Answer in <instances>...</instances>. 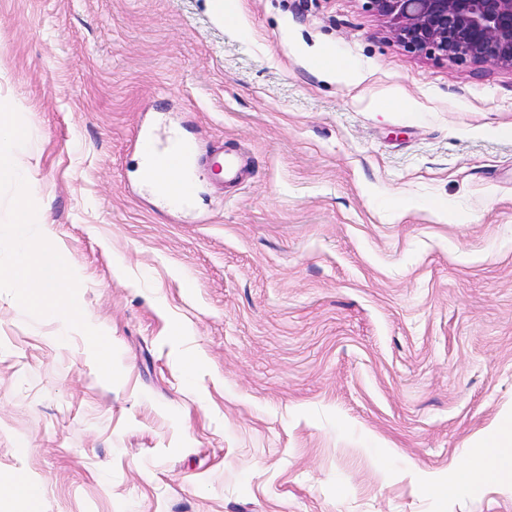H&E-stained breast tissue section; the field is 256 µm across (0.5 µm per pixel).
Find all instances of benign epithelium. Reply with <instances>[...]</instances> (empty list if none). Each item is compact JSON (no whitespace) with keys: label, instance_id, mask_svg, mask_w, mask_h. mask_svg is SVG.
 Instances as JSON below:
<instances>
[{"label":"benign epithelium","instance_id":"1","mask_svg":"<svg viewBox=\"0 0 512 512\" xmlns=\"http://www.w3.org/2000/svg\"><path fill=\"white\" fill-rule=\"evenodd\" d=\"M408 52L512 69V0H368Z\"/></svg>","mask_w":512,"mask_h":512}]
</instances>
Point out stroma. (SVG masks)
I'll use <instances>...</instances> for the list:
<instances>
[{
	"mask_svg": "<svg viewBox=\"0 0 512 512\" xmlns=\"http://www.w3.org/2000/svg\"><path fill=\"white\" fill-rule=\"evenodd\" d=\"M230 2L246 31L212 0H0V100L122 369L0 293V473L41 488L0 512H512L448 490L512 428V70L409 53L366 0ZM148 124L249 170L166 207Z\"/></svg>",
	"mask_w": 512,
	"mask_h": 512,
	"instance_id": "1",
	"label": "stroma"
}]
</instances>
